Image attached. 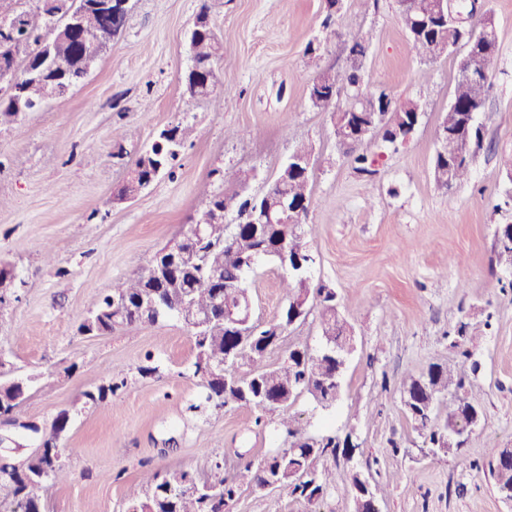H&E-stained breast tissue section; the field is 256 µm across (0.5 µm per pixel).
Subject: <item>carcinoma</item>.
<instances>
[{"mask_svg":"<svg viewBox=\"0 0 512 512\" xmlns=\"http://www.w3.org/2000/svg\"><path fill=\"white\" fill-rule=\"evenodd\" d=\"M1 12L0 25L8 23L16 29L15 37L0 40V126L18 120L16 100L33 110L46 102L48 91L55 87L66 90L81 82L91 63L100 53L83 37L93 30H112V17L100 15L85 7V0H39L38 10L31 13L23 8L22 0ZM416 9L410 11L402 0H397L401 20L413 48L424 59L442 55L443 46L448 52L464 42L467 30L452 19L436 22L424 28L422 20L438 13L436 0H415ZM79 16L78 28L70 31L55 45L60 58V73H50L39 79L24 80L23 75L38 66L44 54V44L53 38L59 26L72 16ZM350 17L336 10V0H328L323 30L336 33L347 29ZM484 29V37L475 45L478 52L488 56L486 68L491 65L499 50L498 29L494 14L486 10L477 23ZM222 36L207 21V8L197 16V29L190 38V65L185 73V92L193 99H206L216 89L217 82H205L201 71L213 68L220 58ZM370 36L360 35L349 47L348 65L341 71H323L320 80L309 87L308 98L312 106L328 109L335 105L341 92H346L345 105L338 113L346 116V124L368 126L381 133L382 140L393 143L386 127L403 129L419 111L420 103L413 98L396 100L383 90H371L358 61L364 59ZM23 58H18L20 50ZM491 90L489 75L475 79L458 65L452 93V104L443 113L440 125L447 130V137L439 141L431 166V176L436 185L450 189L468 180L476 149L483 141V127L476 121ZM192 129L175 125L170 131H160L152 144L136 159L140 181L144 182L155 172H171ZM345 124L334 123L336 144L348 149L353 169L363 175L376 174L378 159L367 153L364 142L344 137ZM221 187L207 195L202 206L191 217V224L203 229V240L195 242L181 234L180 250L185 253L170 272L159 280L149 268L135 277L118 281L112 291L99 297L91 323H80L82 335L108 333L118 325L155 324L166 318L184 320V315L195 311L210 315L209 324L200 335L194 336L195 356L191 364L192 375H197L200 361L207 360L224 366V376L202 382L206 391L205 402L217 407L229 404L250 407L259 411L274 410L288 405L299 396L308 394L322 407L331 406L340 396L332 384L324 385L320 378L328 377L335 364L332 358L311 351L306 346L288 349V356L281 365L269 368L267 355L278 349L283 341L282 329L290 322L294 301L304 290L311 289L310 281L300 274L288 273L283 277L282 290L285 303L277 319L254 326L248 336L225 327L223 304L248 293L243 280L250 271L247 260L258 253L273 251L288 242L292 260H306V243L296 233L294 223L253 224L246 213L274 210L282 206L303 209L311 204L312 172H304L295 165H284L279 176L260 196L240 197L236 188L246 186L255 174L250 168L216 169ZM232 209L236 213L232 224L212 222L216 211ZM316 302L309 314L316 316L322 336L337 344L344 339L342 323L345 316L336 303V292L320 285L314 288ZM125 301L119 313L112 309L113 297ZM248 368L246 376L239 377V369ZM108 383L82 395L81 406L63 410L58 417L77 414L90 405L102 404L124 387L125 379L107 375ZM466 378L461 370L433 365L428 371L411 379L404 390L403 403L415 430L438 445L448 427L462 421L470 422L482 415L480 406L466 396ZM450 398L448 416L441 420L433 411V401ZM289 446L268 456L263 467L253 468L252 463L238 465L229 476L224 475V465L215 463L207 476V483L192 493L181 490L194 475L184 469L147 470L138 484L129 487L121 512H228L242 485L259 487L270 475L278 487L309 503L323 499L334 481L329 470L317 471L314 462L321 457L339 454L352 456L354 446L350 438L336 436L320 439L302 436L298 427L287 425ZM512 456L510 448L492 449L493 475L500 496L512 493V464L504 458ZM44 458L38 454L14 455L0 460V512H44V492L50 485L68 481L70 472L66 464L59 463L47 474H42ZM363 477L355 472L350 476L355 512H369L362 495Z\"/></svg>","mask_w":512,"mask_h":512,"instance_id":"carcinoma-1","label":"carcinoma"}]
</instances>
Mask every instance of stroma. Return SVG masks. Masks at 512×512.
<instances>
[{"instance_id":"1","label":"stroma","mask_w":512,"mask_h":512,"mask_svg":"<svg viewBox=\"0 0 512 512\" xmlns=\"http://www.w3.org/2000/svg\"><path fill=\"white\" fill-rule=\"evenodd\" d=\"M326 0H132L111 48L67 96L0 128V260L22 287L0 316V351L19 376L33 377L19 410L51 422L106 373L126 377L107 405L75 415L63 445L70 480L49 489L46 512H120L145 469L203 473L238 457L260 462L287 447L284 421L313 439L351 437L352 458H321L336 483L318 504L242 487L230 512H353L349 483L361 470L379 489L381 512H512L490 475V451L512 448V266L493 247L512 212L496 204L512 159V0H484L498 24L494 86L478 121L484 140L469 180L452 190L431 177L436 128L448 107L457 56L427 60L413 50L395 0H343L350 32L329 37L317 60L305 54L321 29ZM224 36L209 98L183 92L186 43L200 10ZM372 37L363 69L395 98H416L423 115L403 146L369 137L380 157L372 178L355 173L336 144L331 112L313 108L318 71L343 69L357 34ZM190 124L172 173L135 199L117 201L134 160L157 132ZM136 127L134 140L119 138ZM233 129L245 138L230 137ZM315 148L307 224L312 284L335 289L354 329L342 397L321 408L309 395L265 414L237 405L189 412L203 392L190 365L193 336L176 319L124 326L100 336L77 328L114 282L135 276L179 236L216 190L213 169L256 168L265 190L300 143ZM52 245L53 262L44 258ZM283 271L262 260L245 281L253 318L278 314ZM469 322L479 364L469 390L483 412L458 454L433 452L403 406L410 378L433 364L460 366L455 330ZM158 371L145 377V363ZM263 425H256V418Z\"/></svg>"}]
</instances>
